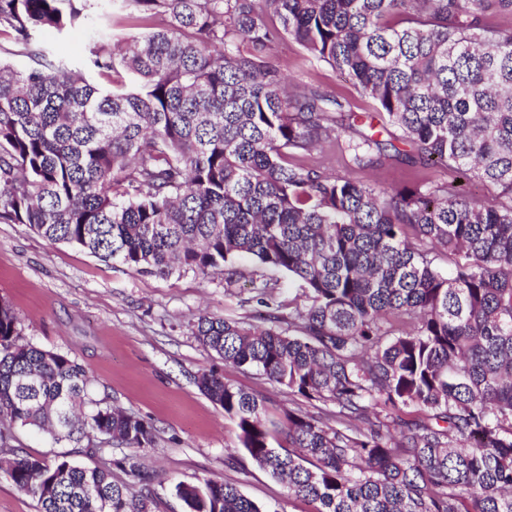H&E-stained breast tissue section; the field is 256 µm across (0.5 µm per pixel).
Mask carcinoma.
<instances>
[{
    "label": "carcinoma",
    "instance_id": "obj_1",
    "mask_svg": "<svg viewBox=\"0 0 512 512\" xmlns=\"http://www.w3.org/2000/svg\"><path fill=\"white\" fill-rule=\"evenodd\" d=\"M138 28L78 0H0V222L107 263L233 281L251 258L299 283L285 303L265 282L260 324L203 315L199 344L285 387L278 419L216 373L200 391L240 448L312 512H512V32L490 22L512 0H122ZM275 18L278 23L269 22ZM82 26L80 63L38 41ZM371 99L409 160L452 183L389 189L295 166L343 131L353 161L382 142L333 95L287 89L283 38ZM128 75L134 87L90 79ZM451 268L442 271L435 247ZM288 309V314L281 310ZM0 417L47 433L152 448V424L92 397L85 368L23 340L0 303ZM1 465L37 512H150L112 470L10 449ZM188 512H263L233 483L179 482Z\"/></svg>",
    "mask_w": 512,
    "mask_h": 512
}]
</instances>
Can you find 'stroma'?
I'll use <instances>...</instances> for the list:
<instances>
[{"instance_id": "35a3bbf8", "label": "stroma", "mask_w": 512, "mask_h": 512, "mask_svg": "<svg viewBox=\"0 0 512 512\" xmlns=\"http://www.w3.org/2000/svg\"><path fill=\"white\" fill-rule=\"evenodd\" d=\"M273 55L290 82L338 96L357 115H372L380 139H387L374 103L336 70L310 59L289 39L279 41ZM343 145L338 138L290 160L387 188L448 181L477 201L492 194L477 178L409 161L406 144L387 150L372 168L357 166ZM240 269L241 278L231 284L220 274L143 275L79 247L50 243L27 225L0 222V300L21 319L26 341L67 354L86 369L96 397L155 426L154 448H121L96 438L92 452L80 457L84 464L111 467L114 480L131 485L135 477L114 462L129 457L141 464L151 476L152 512H185L175 484L206 479L236 484L266 512H310L309 505L287 498L283 485L242 451L235 423L195 383L202 373L215 372L264 398L269 415L290 406L284 387L255 371L225 366L193 335L203 313L257 322L262 308L254 286L262 281H276L282 300L301 298L297 282L285 274L250 261Z\"/></svg>"}]
</instances>
